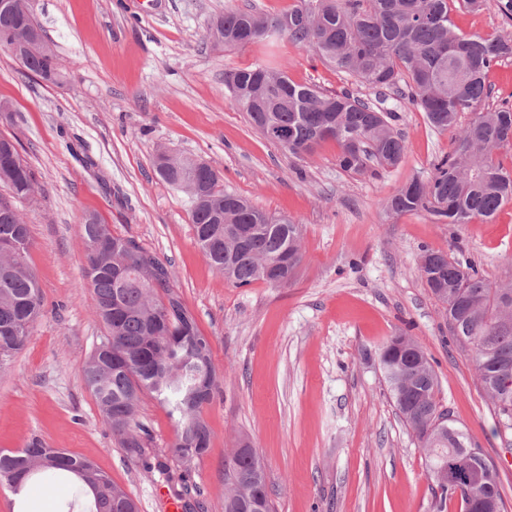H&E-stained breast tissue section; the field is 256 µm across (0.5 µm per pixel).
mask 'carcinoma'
I'll return each mask as SVG.
<instances>
[{
	"instance_id": "1",
	"label": "carcinoma",
	"mask_w": 512,
	"mask_h": 512,
	"mask_svg": "<svg viewBox=\"0 0 512 512\" xmlns=\"http://www.w3.org/2000/svg\"><path fill=\"white\" fill-rule=\"evenodd\" d=\"M495 6L512 19V0H462L479 9ZM17 29L36 32L37 41L24 51L23 66L43 80L59 78L55 58L45 45L29 0H16L12 13H0V48ZM224 45L246 46L285 36L356 83L376 90V104L345 89L326 93L317 85L296 83L264 64L224 72L231 107L246 114L257 130L280 126L288 140L276 145L290 155L311 154L320 144L317 131L328 121L336 125L339 168L360 173L368 163L397 166L406 150L394 131L393 111L381 107L392 91L401 105L424 113L438 131L454 129L459 115L475 109L490 95L488 72L512 59V36H465L450 19V0H298L288 11L268 17L231 9L210 26ZM512 147V105L478 113L455 137L452 150L432 163L424 180L403 184L385 202L395 214L425 211L439 224L492 220L512 202V170L496 159ZM195 159L164 149L154 159L155 173L188 195L189 221L196 242L211 267L237 287L263 281L286 287L301 265V224L286 215L268 214L240 195L224 189L211 166L199 170ZM0 184L11 195L0 196V364L22 351L42 313L36 275L26 258L31 244L29 225L17 203L35 193V173L16 143L0 136ZM79 237L85 272L94 297V315L106 334L80 367L104 423L129 455L144 452L136 421L142 397L150 393L169 409L177 424L174 448L190 461L210 448L211 431L202 417L219 387L211 343L173 288L169 271L155 254L137 242L112 234L94 213L82 216ZM470 287L456 296L449 327L471 347L477 379L495 407L498 424L512 430V287L493 288L469 261L426 250L419 272L437 300L439 290L454 291L460 269ZM390 399L413 431L426 457L432 512H506L495 465L484 483L470 486L462 473L485 457L473 449L454 422L435 431L429 416L439 410L437 378L420 343L411 336L390 337L378 352ZM224 494V512H249L257 496L273 508L267 477L255 463L241 458L234 465ZM74 476V493L92 494L89 512H136L130 496L94 462L46 447L38 437L15 451H0V485L18 494L28 481L51 494Z\"/></svg>"
}]
</instances>
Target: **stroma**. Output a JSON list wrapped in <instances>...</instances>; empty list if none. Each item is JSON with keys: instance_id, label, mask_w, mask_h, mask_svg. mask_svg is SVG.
Returning a JSON list of instances; mask_svg holds the SVG:
<instances>
[{"instance_id": "1", "label": "stroma", "mask_w": 512, "mask_h": 512, "mask_svg": "<svg viewBox=\"0 0 512 512\" xmlns=\"http://www.w3.org/2000/svg\"><path fill=\"white\" fill-rule=\"evenodd\" d=\"M294 0H29L61 73L50 83L0 50V135L15 137L37 191L19 210L30 226L28 264L44 314L27 346L0 369V449L39 436L90 458L136 502L168 512L180 473L193 486L186 512H224V467L238 441L263 460L275 512H429L419 442L389 398L378 350L405 332L424 348L437 400L496 465L512 512V432L476 379L470 348L418 272L423 249L471 261L491 287L512 285V203L489 222L437 224L424 211L384 204L413 177L427 178L452 131L400 108L406 141L398 166L343 172L336 142L295 158L263 138L227 102L225 70L273 60L297 83L334 92L352 80L287 38L225 48L207 33L233 8L268 14ZM467 36L512 34L495 8L451 13ZM205 161L225 189L302 226L293 282L238 288L207 263L187 196L160 181L158 147ZM98 213L167 265L171 283L212 343L221 384L202 415L208 453L191 470L169 454L176 424L144 395L137 419L143 457L121 448L79 368L105 334L93 313L77 224Z\"/></svg>"}]
</instances>
